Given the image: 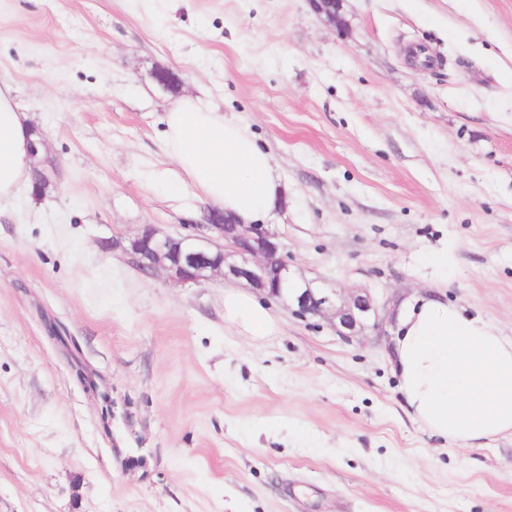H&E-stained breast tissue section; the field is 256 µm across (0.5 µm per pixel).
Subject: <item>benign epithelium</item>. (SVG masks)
<instances>
[{
  "mask_svg": "<svg viewBox=\"0 0 512 512\" xmlns=\"http://www.w3.org/2000/svg\"><path fill=\"white\" fill-rule=\"evenodd\" d=\"M310 5L316 13L326 16L334 28L344 31L342 0H310ZM31 131L34 136L30 145L32 194L37 196L42 194L43 184L51 183V176L46 169L49 157H40L47 149L46 135L38 127ZM207 232L223 239L227 249L213 250L205 245ZM112 248H119L132 260L145 263V273L149 275L161 269L178 283H196L220 275L242 280L303 316H321L330 311L337 335L344 338L360 336L368 328L383 330L380 308L368 293H355L341 302L333 299L325 288L298 281L286 259L281 236L269 224H242L211 208L207 222L194 225L191 234L175 238L146 224L125 243L112 240Z\"/></svg>",
  "mask_w": 512,
  "mask_h": 512,
  "instance_id": "7a95c632",
  "label": "benign epithelium"
}]
</instances>
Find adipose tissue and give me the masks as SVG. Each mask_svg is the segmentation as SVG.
<instances>
[{
    "instance_id": "adipose-tissue-1",
    "label": "adipose tissue",
    "mask_w": 512,
    "mask_h": 512,
    "mask_svg": "<svg viewBox=\"0 0 512 512\" xmlns=\"http://www.w3.org/2000/svg\"><path fill=\"white\" fill-rule=\"evenodd\" d=\"M30 128L8 83L0 82V199L30 178ZM166 145L204 199L257 224L281 203L270 154L240 124L178 101L166 115ZM224 318L252 336L268 335L270 312L248 295L224 294ZM391 363L414 420L467 448L512 436V336L465 307L435 298L405 302L396 317Z\"/></svg>"
}]
</instances>
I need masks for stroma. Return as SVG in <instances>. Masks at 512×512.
<instances>
[{
  "label": "stroma",
  "instance_id": "35a3bbf8",
  "mask_svg": "<svg viewBox=\"0 0 512 512\" xmlns=\"http://www.w3.org/2000/svg\"><path fill=\"white\" fill-rule=\"evenodd\" d=\"M342 13L340 33L308 0H0V79L59 172L0 200V512H512V438L432 437L391 337L273 299L251 336L224 320L226 279L112 247L201 223L164 140L191 97L271 154L298 280L388 321L433 292L512 336V0Z\"/></svg>",
  "mask_w": 512,
  "mask_h": 512
}]
</instances>
